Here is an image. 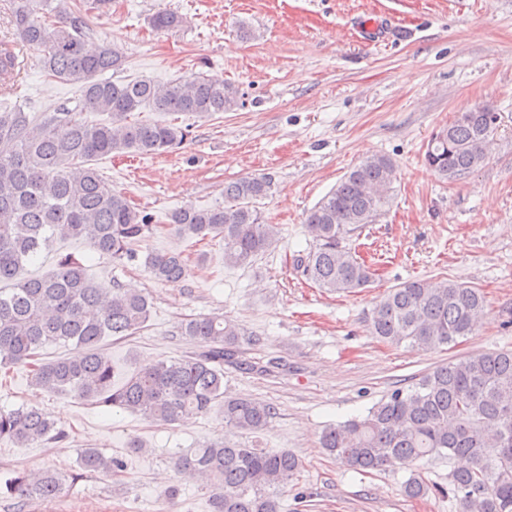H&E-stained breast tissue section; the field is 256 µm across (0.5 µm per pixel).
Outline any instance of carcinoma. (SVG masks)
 I'll return each mask as SVG.
<instances>
[{
	"instance_id": "cac0c4a2",
	"label": "carcinoma",
	"mask_w": 512,
	"mask_h": 512,
	"mask_svg": "<svg viewBox=\"0 0 512 512\" xmlns=\"http://www.w3.org/2000/svg\"><path fill=\"white\" fill-rule=\"evenodd\" d=\"M16 39L44 52L43 67L80 91L78 107L35 118L20 105L0 110V282L15 281L25 263L58 240L79 238L121 264L137 259L136 246L156 233L224 242V266L253 265L277 244L280 228L265 222L257 201L272 189L268 176H244L224 184V205H186L167 224L137 211L112 188L96 162L113 153L169 152L187 132L172 123L138 119L145 109L210 116L239 104L238 88L191 74L164 84L149 79H105L122 65V52L96 41L87 15L106 13L112 0H8ZM156 31L176 32L183 17L163 10L149 18ZM11 40H0V92L15 78ZM85 112H102L91 123ZM497 113L474 107L432 133L425 161L442 178L455 180L485 161L484 146L497 130ZM396 167L374 155L354 166L309 212L312 245L293 255L295 271L331 292L353 293L376 276L346 241L361 233L389 205ZM155 280L189 275L188 259L170 251L149 254ZM485 306L476 288L457 282L430 285L406 281L391 288L367 315L372 335L391 344L429 350L472 334ZM149 297L115 282L96 285L77 259L66 256L41 277L0 289V366L23 367L33 385L69 393L93 405L120 408L172 426L218 409L232 434H260L273 416L261 400L224 396V363L233 362L246 332L220 315H198L179 325L196 349L178 359L139 368L112 385L109 337L144 328ZM73 345L77 352L48 360L43 349ZM69 432L42 409H0V440L19 448L62 444ZM321 445L367 473L386 467L412 471L405 484L420 497L426 484L416 471L432 456L461 457L467 465L451 473V491L461 512H512V350L466 355L396 388L363 418L328 427ZM179 474L210 481L211 512H280L278 492L296 476L298 458L286 451L243 448L232 438L184 448L170 457ZM121 460L94 448L80 453L78 470L31 473L14 470L7 492L21 505L52 502L69 481L117 474Z\"/></svg>"
}]
</instances>
